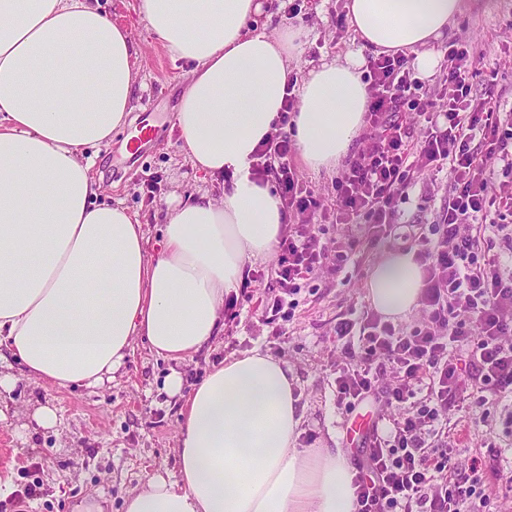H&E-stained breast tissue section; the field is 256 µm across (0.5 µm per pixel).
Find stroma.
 Instances as JSON below:
<instances>
[{"instance_id":"stroma-1","label":"stroma","mask_w":512,"mask_h":512,"mask_svg":"<svg viewBox=\"0 0 512 512\" xmlns=\"http://www.w3.org/2000/svg\"><path fill=\"white\" fill-rule=\"evenodd\" d=\"M346 0H299L302 23L310 37L292 67L295 76L321 61L353 48L349 28L337 27ZM113 21L125 26L140 50L142 86L135 96V116L149 115L155 138L143 157L129 163L121 136L100 153L94 167L104 197L120 198L147 215V246L157 250L167 214L182 193L214 191L215 185L189 163L174 114L186 84L182 63L171 61L154 40L137 10L138 0H100ZM448 39L462 40L482 50L487 68L496 70V93L512 108V0H464L462 12L449 29ZM294 165L303 181L318 193L323 217L319 238L327 256L314 285L298 294L299 305L290 321L268 323L267 297L278 288L276 259L249 265L243 284L231 292L236 305L224 317V333L180 365L185 389H192L214 366L233 353L260 347L282 360L296 377L304 423L299 438L304 448L345 445V418L336 408L334 368L340 357L334 328L338 316L368 307L365 288L373 264L397 244L370 240L364 229L336 223V178L317 175ZM449 182L445 175L416 173L401 220L429 233L439 223ZM354 247V262L337 271V244ZM169 361L153 354L146 342L135 341L124 366L111 384L97 389L57 387L22 379V366L11 370L21 380L0 396V512H124L127 494L142 488L156 473H175L176 440L181 400L169 396L164 380ZM55 407L59 424L53 429L33 425L35 407ZM36 497H26L28 488Z\"/></svg>"}]
</instances>
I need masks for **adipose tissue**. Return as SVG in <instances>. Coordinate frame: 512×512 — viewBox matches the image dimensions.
Returning a JSON list of instances; mask_svg holds the SVG:
<instances>
[{"label":"adipose tissue","mask_w":512,"mask_h":512,"mask_svg":"<svg viewBox=\"0 0 512 512\" xmlns=\"http://www.w3.org/2000/svg\"><path fill=\"white\" fill-rule=\"evenodd\" d=\"M172 61L187 65L174 115L194 169L219 194L181 196L156 253L145 218L100 202L94 154L134 109L138 51L98 0H0V347L27 379L99 388L135 339L174 362L183 396L177 471L151 476L125 512H354L355 469L341 448L298 445L304 411L293 374L254 349L225 357L191 391L178 369L224 330V298L247 264L271 257L287 219L250 173L275 131L291 66L310 31L254 27L266 0H138ZM360 50L311 67L295 139L304 165L335 174L364 125L362 53L413 54L433 76L436 42L463 0H349ZM414 251L372 267L367 298L397 320L420 304Z\"/></svg>","instance_id":"obj_1"}]
</instances>
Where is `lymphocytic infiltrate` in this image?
Masks as SVG:
<instances>
[{
    "label": "lymphocytic infiltrate",
    "mask_w": 512,
    "mask_h": 512,
    "mask_svg": "<svg viewBox=\"0 0 512 512\" xmlns=\"http://www.w3.org/2000/svg\"><path fill=\"white\" fill-rule=\"evenodd\" d=\"M475 63L470 44L448 42L435 94L403 55L366 65L367 127L336 183V221L419 244L424 318L408 329L369 311L336 322V342L348 355L336 367L337 408L352 414L381 393L398 412L364 440L355 512H501L485 489V454L459 463L449 439L454 416L474 407L485 420L505 410L512 435V193L492 190L498 172H512V109L502 108L493 80L477 86ZM299 89L289 77L277 130L253 168L273 177L275 195L300 226L279 245L283 291L266 303L272 322L296 308L300 282L317 277L323 260L309 230L322 204L292 163ZM423 169L447 172L450 183L433 239L399 232L400 206Z\"/></svg>",
    "instance_id": "lymphocytic-infiltrate-1"
}]
</instances>
